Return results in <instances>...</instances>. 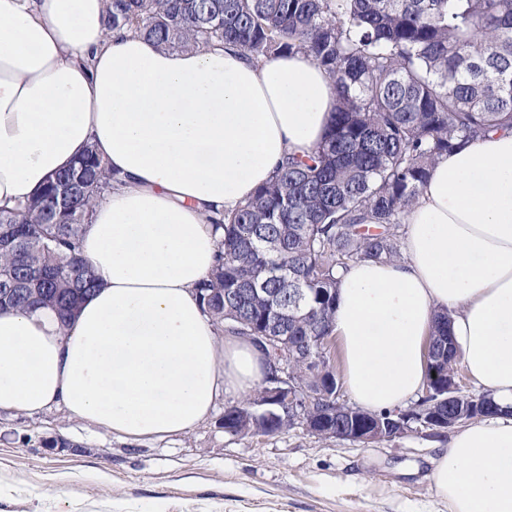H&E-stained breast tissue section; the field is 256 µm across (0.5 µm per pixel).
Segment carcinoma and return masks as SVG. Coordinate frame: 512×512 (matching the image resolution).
<instances>
[{
    "mask_svg": "<svg viewBox=\"0 0 512 512\" xmlns=\"http://www.w3.org/2000/svg\"><path fill=\"white\" fill-rule=\"evenodd\" d=\"M104 24L172 50L222 43L254 60L300 50L330 74L336 107L323 141L310 155L286 156L270 183L214 222L224 234L198 292L225 334L250 336L264 349L300 352L324 338L315 369L293 365L295 381L320 394L302 412L309 434L345 437L355 418L363 429L393 420L335 398L337 274L401 257L404 215L436 160L512 130V0H108ZM110 188V169L89 150L26 206L0 209V230H11L0 236L1 307L49 305L65 318L97 287L78 244L93 203ZM285 273L303 279V316L292 313ZM250 283L264 292L243 293ZM450 325L448 310L435 313L430 346L442 361L429 365L430 395L410 413L448 396L459 373ZM269 334L278 340H260ZM458 393L462 401L439 406L445 429L501 412L488 393L479 394L477 410L467 402L472 392ZM259 398L224 410L232 433L292 429L289 413Z\"/></svg>",
    "mask_w": 512,
    "mask_h": 512,
    "instance_id": "cac0c4a2",
    "label": "carcinoma"
}]
</instances>
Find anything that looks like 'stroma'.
<instances>
[{
    "label": "stroma",
    "mask_w": 512,
    "mask_h": 512,
    "mask_svg": "<svg viewBox=\"0 0 512 512\" xmlns=\"http://www.w3.org/2000/svg\"><path fill=\"white\" fill-rule=\"evenodd\" d=\"M218 398L185 433L131 442L64 406L0 412V512H452L431 475L449 432L378 444L224 432Z\"/></svg>",
    "instance_id": "35a3bbf8"
}]
</instances>
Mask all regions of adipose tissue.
I'll return each instance as SVG.
<instances>
[{
	"mask_svg": "<svg viewBox=\"0 0 512 512\" xmlns=\"http://www.w3.org/2000/svg\"><path fill=\"white\" fill-rule=\"evenodd\" d=\"M105 0H0V207L27 202L94 147L112 188L81 256L100 285L74 316L0 311V411L60 404L137 442L190 430L220 395L253 392L263 355L219 336L197 292L214 267L217 215L319 146L336 104L296 51L158 47L106 32ZM404 257L342 273L333 334L364 409L417 399L438 310L453 313L473 383L512 409V131L434 165L405 218ZM432 479L453 512H512V417L460 428Z\"/></svg>",
	"mask_w": 512,
	"mask_h": 512,
	"instance_id": "adipose-tissue-1",
	"label": "adipose tissue"
}]
</instances>
